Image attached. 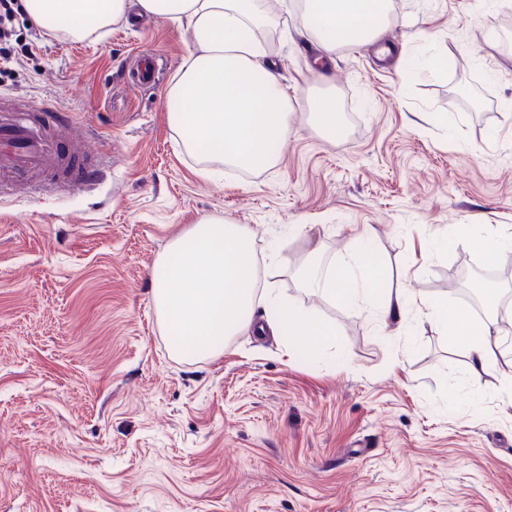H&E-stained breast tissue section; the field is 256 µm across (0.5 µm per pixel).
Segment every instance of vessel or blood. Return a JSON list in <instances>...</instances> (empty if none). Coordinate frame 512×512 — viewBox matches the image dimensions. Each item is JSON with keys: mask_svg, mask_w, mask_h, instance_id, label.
Masks as SVG:
<instances>
[{"mask_svg": "<svg viewBox=\"0 0 512 512\" xmlns=\"http://www.w3.org/2000/svg\"><path fill=\"white\" fill-rule=\"evenodd\" d=\"M52 105H31L0 93V187L30 188L54 172L58 184L96 186L109 166L95 139L65 135Z\"/></svg>", "mask_w": 512, "mask_h": 512, "instance_id": "b4317fda", "label": "vessel or blood"}]
</instances>
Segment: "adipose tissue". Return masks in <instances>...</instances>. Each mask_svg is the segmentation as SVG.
<instances>
[{"label": "adipose tissue", "instance_id": "adipose-tissue-1", "mask_svg": "<svg viewBox=\"0 0 512 512\" xmlns=\"http://www.w3.org/2000/svg\"><path fill=\"white\" fill-rule=\"evenodd\" d=\"M133 3L193 30L196 47L167 94L172 125L193 132L190 150L249 170L271 166L289 132L288 96L249 36L270 21L271 0H24V7L46 32L81 37L121 21ZM297 21L330 54L376 42L391 18L388 0H304ZM371 234L366 226L357 230L337 264L300 269L304 287L360 304L387 322L404 323L418 311L463 350L470 374H496L501 401L512 407V369L500 363L502 339L494 318L479 322L467 309L404 288H372V266L361 250ZM259 281L247 225L205 219L176 237L153 277L155 306L172 329L174 354L188 360L222 355L226 342L250 327L257 335L285 339L290 353L307 360L334 342L335 325L260 288Z\"/></svg>", "mask_w": 512, "mask_h": 512}]
</instances>
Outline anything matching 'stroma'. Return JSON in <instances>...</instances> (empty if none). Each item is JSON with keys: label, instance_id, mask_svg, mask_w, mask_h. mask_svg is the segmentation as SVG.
<instances>
[{"label": "stroma", "instance_id": "obj_1", "mask_svg": "<svg viewBox=\"0 0 512 512\" xmlns=\"http://www.w3.org/2000/svg\"><path fill=\"white\" fill-rule=\"evenodd\" d=\"M391 6L377 43L324 69L294 19H271L290 132L274 165L215 174L165 106L190 27L140 14L37 39L17 16L0 92L68 113L112 173L0 199V512H512L495 378L466 373L425 317L377 324L293 276L368 224L379 287L434 301L481 259L459 225L512 226V7ZM140 53L160 56L157 83L130 80ZM326 88L335 137L308 111ZM205 218L248 225L276 293L335 325L322 360L251 331L214 358L174 355L153 268Z\"/></svg>", "mask_w": 512, "mask_h": 512}]
</instances>
